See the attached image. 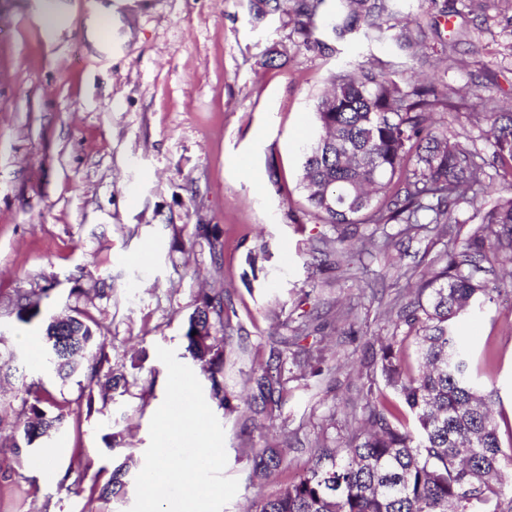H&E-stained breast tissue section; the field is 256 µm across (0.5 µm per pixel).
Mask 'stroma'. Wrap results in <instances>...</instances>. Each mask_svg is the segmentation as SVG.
I'll return each instance as SVG.
<instances>
[{
	"label": "stroma",
	"mask_w": 512,
	"mask_h": 512,
	"mask_svg": "<svg viewBox=\"0 0 512 512\" xmlns=\"http://www.w3.org/2000/svg\"><path fill=\"white\" fill-rule=\"evenodd\" d=\"M395 18L437 21L459 44L445 80L464 101L438 126L492 152L468 114L482 99L512 103V0L486 11L448 0H391ZM324 0L306 50L285 13L255 21L248 0H0V334L14 358L0 381V512H109L94 485L132 456L143 466L150 421L165 397L157 347L201 373L184 338L202 289H223L232 348L224 363L231 410L225 476L238 491L222 512H246L309 467L318 440L344 444L365 405L383 392L366 368L392 335L402 303L433 260L460 246L479 222L461 205L451 233L399 235L395 224L319 223L302 188V153L318 133L314 106L345 65L375 64L406 84L432 78L395 41L356 33L338 39ZM214 225L218 244L198 236ZM335 248L320 253V239ZM381 244L358 260L360 241ZM43 289L38 315L22 321L9 297ZM79 309L101 325L108 368L125 390L103 392L86 374L67 382L43 366L48 316ZM477 377L500 399L495 419L512 444V292L456 322ZM289 340L279 411L242 423L234 410L273 343ZM495 364L486 368L485 351ZM41 384L64 404L65 428L18 459L12 422ZM286 448L280 476L248 485V449ZM79 468L72 489L59 475Z\"/></svg>",
	"instance_id": "1"
}]
</instances>
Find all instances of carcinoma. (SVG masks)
Segmentation results:
<instances>
[{
  "mask_svg": "<svg viewBox=\"0 0 512 512\" xmlns=\"http://www.w3.org/2000/svg\"><path fill=\"white\" fill-rule=\"evenodd\" d=\"M283 0H250L258 20L280 10ZM292 16L307 49L326 53L331 47L311 38V26L323 0H291ZM333 19L336 37L361 31L380 38L391 28L390 0H339ZM435 28L417 22L401 26L398 47L432 70L437 57ZM452 105L448 86L434 81L402 87L373 67L346 68L317 104L318 139L304 154L307 200L322 224H403L411 232L424 224L443 231L455 222L462 203L487 194L485 169H512V107L490 98L475 114L488 128L491 157L470 144L436 132V114ZM512 263V185L481 210L480 222L460 247L440 259L441 265L416 288L400 308V320L414 334V361L401 359L404 338L392 334L374 365L396 399L379 398L367 389L360 420L362 435L343 448L318 444L305 475L258 502L256 512H512V448L505 449L491 415L494 389L472 375L465 340L454 324L459 316L493 301L498 281L494 265ZM47 289H33L7 301L17 314L39 312ZM224 290L202 293L184 338L187 351L207 366L211 396L228 409L224 394L226 336ZM99 323L79 312L68 317V335H55L47 324L46 363L65 380L87 361L89 379L109 392L125 387L122 373H101L106 361ZM280 354L253 373L252 399L271 411L282 397L272 372ZM21 442L13 454L21 458L38 440H46L64 424V406L48 413L46 391L29 390ZM253 475L277 476L283 452L276 445L249 449ZM129 461L118 464L102 485L99 499L121 502L127 494Z\"/></svg>",
  "mask_w": 512,
  "mask_h": 512,
  "instance_id": "1",
  "label": "carcinoma"
}]
</instances>
